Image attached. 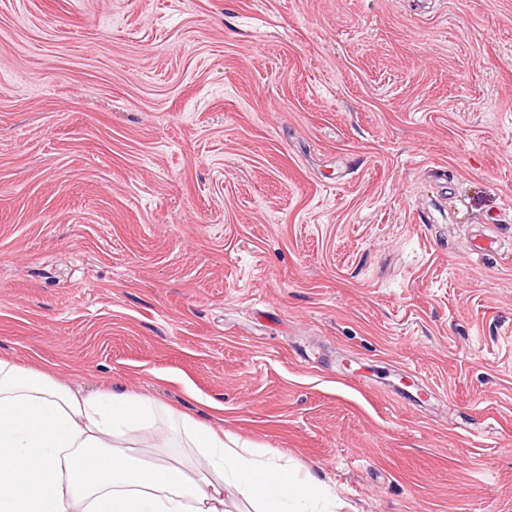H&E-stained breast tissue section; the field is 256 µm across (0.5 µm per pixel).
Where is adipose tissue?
Here are the masks:
<instances>
[{"instance_id":"1","label":"adipose tissue","mask_w":512,"mask_h":512,"mask_svg":"<svg viewBox=\"0 0 512 512\" xmlns=\"http://www.w3.org/2000/svg\"><path fill=\"white\" fill-rule=\"evenodd\" d=\"M178 443L190 454L175 462ZM229 492L255 512H336L335 494L281 454L146 395L82 394L0 358V512H228Z\"/></svg>"}]
</instances>
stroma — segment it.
<instances>
[{
  "instance_id": "1",
  "label": "stroma",
  "mask_w": 512,
  "mask_h": 512,
  "mask_svg": "<svg viewBox=\"0 0 512 512\" xmlns=\"http://www.w3.org/2000/svg\"><path fill=\"white\" fill-rule=\"evenodd\" d=\"M0 356L512 512V0H0Z\"/></svg>"
}]
</instances>
